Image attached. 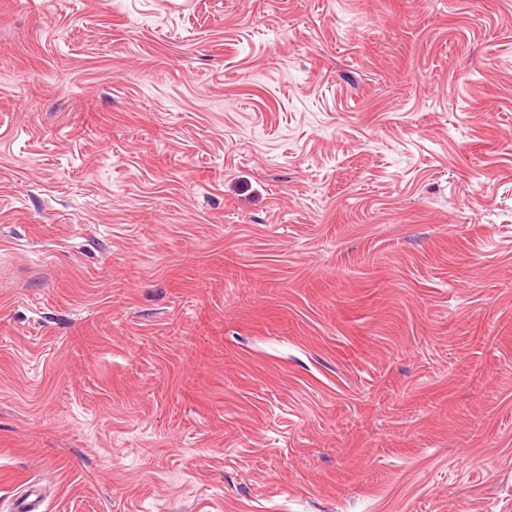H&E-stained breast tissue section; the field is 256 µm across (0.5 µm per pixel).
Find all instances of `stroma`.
I'll list each match as a JSON object with an SVG mask.
<instances>
[{"label":"stroma","mask_w":512,"mask_h":512,"mask_svg":"<svg viewBox=\"0 0 512 512\" xmlns=\"http://www.w3.org/2000/svg\"><path fill=\"white\" fill-rule=\"evenodd\" d=\"M512 512V0H0V512Z\"/></svg>","instance_id":"35a3bbf8"}]
</instances>
